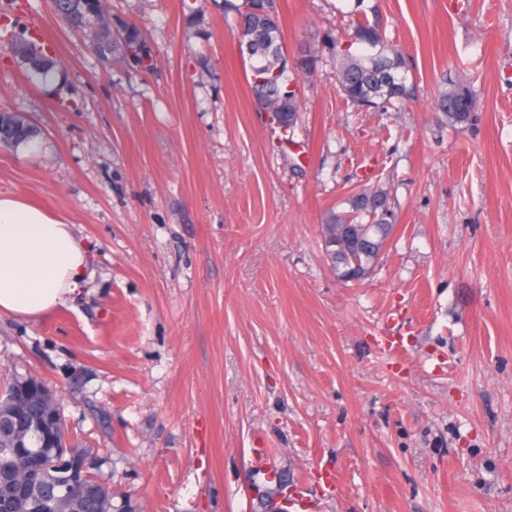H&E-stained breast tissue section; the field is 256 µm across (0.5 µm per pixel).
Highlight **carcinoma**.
Returning <instances> with one entry per match:
<instances>
[{
	"mask_svg": "<svg viewBox=\"0 0 512 512\" xmlns=\"http://www.w3.org/2000/svg\"><path fill=\"white\" fill-rule=\"evenodd\" d=\"M55 14L63 18L72 16L87 23V29L94 31V49L104 60L118 55L127 58L130 50L138 49L146 57H151L149 46L134 26L126 24L120 35L104 17L102 0H54ZM250 10L245 16L243 37L250 42L252 53L248 55L250 76L259 75L268 78L265 83L252 82L251 88L262 107L273 108V117L278 120L296 118L300 111L297 90L292 88L293 78L288 75L287 64L281 61L282 35L278 23L276 0H247ZM14 30L12 47L15 56L26 65L28 71L36 76L47 77L55 64L45 53V47L28 36V31H15L16 24H8ZM353 39L358 43L370 41L374 53L354 55L344 48L341 37L329 38V46L339 63L338 84L346 100L358 106L380 105L401 102L409 96L407 87L394 88L387 77L407 73L405 59L401 52L387 39L379 22H369L358 18L354 22ZM438 111L455 127L469 122L475 108L471 92L462 85L453 84L439 94L436 102ZM38 136L37 128L23 115L5 111L0 115V145L19 147L34 141ZM350 214L338 216L335 222L327 225V247L333 262L345 281L354 278L363 279L374 262V251L366 246L348 244L336 235V226L350 224L363 238L375 248L385 246L390 237L394 213L388 204V196L381 189L363 190L349 199ZM67 437V429L62 415H57L43 435L33 440L34 447L29 449L27 459L44 466L47 483L61 492L67 473L65 466L55 455L53 446L56 438ZM12 470L15 480L23 478L21 457L4 450L0 441V472ZM103 512H132L129 504H112V489L109 484L97 486ZM51 497L46 493L29 491L18 502V512H53Z\"/></svg>",
	"mask_w": 512,
	"mask_h": 512,
	"instance_id": "obj_1",
	"label": "carcinoma"
}]
</instances>
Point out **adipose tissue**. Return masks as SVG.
Instances as JSON below:
<instances>
[{"mask_svg":"<svg viewBox=\"0 0 512 512\" xmlns=\"http://www.w3.org/2000/svg\"><path fill=\"white\" fill-rule=\"evenodd\" d=\"M87 268L72 225L18 196H0V314L32 319L64 305Z\"/></svg>","mask_w":512,"mask_h":512,"instance_id":"adipose-tissue-1","label":"adipose tissue"}]
</instances>
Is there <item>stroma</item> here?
Here are the masks:
<instances>
[{"label":"stroma","instance_id":"35a3bbf8","mask_svg":"<svg viewBox=\"0 0 512 512\" xmlns=\"http://www.w3.org/2000/svg\"><path fill=\"white\" fill-rule=\"evenodd\" d=\"M150 70L101 60L49 0L53 81L0 37V196L72 224L88 279L36 319L0 314V387L56 391L112 502L134 512H512V0H277L303 109L254 101L244 0H103ZM407 58L405 109L352 105L325 37L354 5ZM317 57L313 73L297 58ZM474 96L452 129L449 83ZM381 186L395 230L364 280L332 215ZM0 115V145L19 147L27 145L36 139L38 129L23 115L13 111Z\"/></svg>","mask_w":512,"mask_h":512}]
</instances>
